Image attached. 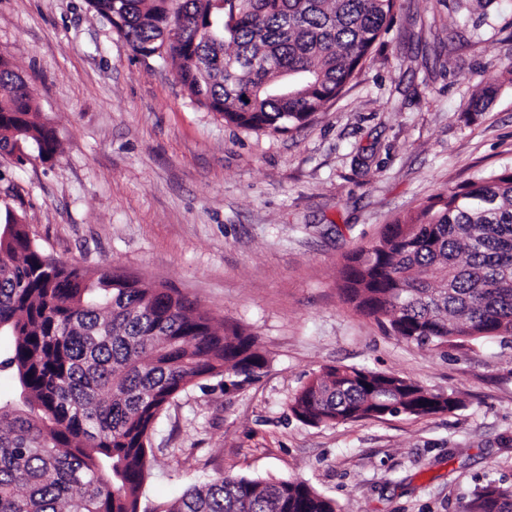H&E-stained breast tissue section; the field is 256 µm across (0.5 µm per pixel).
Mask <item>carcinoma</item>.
Segmentation results:
<instances>
[{"label": "carcinoma", "instance_id": "carcinoma-1", "mask_svg": "<svg viewBox=\"0 0 512 512\" xmlns=\"http://www.w3.org/2000/svg\"><path fill=\"white\" fill-rule=\"evenodd\" d=\"M144 57L166 51L192 102L240 128L285 134L340 97L394 18L397 0H88ZM57 150L25 78L0 54V153ZM0 512H139L151 437L190 385L259 379L254 336L153 282L80 270L45 254L18 215L0 226ZM345 299L398 336L440 349L512 336V166L440 194L345 257ZM458 401L391 373L329 367L294 395L318 425L451 411ZM162 512H337L301 480L220 476ZM463 512H512L489 484Z\"/></svg>", "mask_w": 512, "mask_h": 512}]
</instances>
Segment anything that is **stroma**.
Here are the masks:
<instances>
[{
  "label": "stroma",
  "mask_w": 512,
  "mask_h": 512,
  "mask_svg": "<svg viewBox=\"0 0 512 512\" xmlns=\"http://www.w3.org/2000/svg\"><path fill=\"white\" fill-rule=\"evenodd\" d=\"M0 54L59 141L46 161L27 145L0 154V207L47 255L164 284L268 354L251 385L204 381L166 408L140 512L221 475L300 479L339 512H460L487 484L512 486V337L434 349L340 296L349 251L512 166V0H399L352 89L286 134L193 104L169 56L136 54L87 0H0ZM329 366L459 405L305 424L291 400Z\"/></svg>",
  "instance_id": "35a3bbf8"
}]
</instances>
